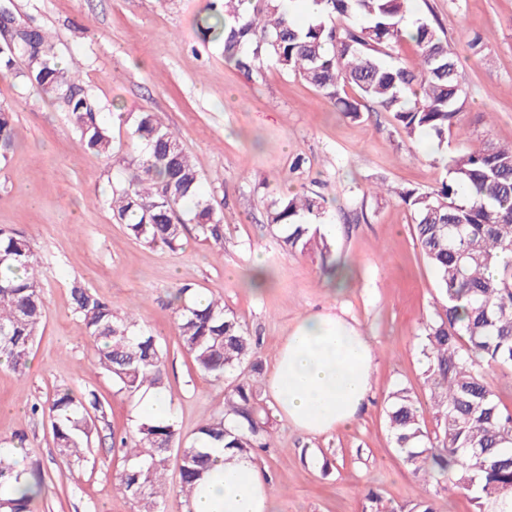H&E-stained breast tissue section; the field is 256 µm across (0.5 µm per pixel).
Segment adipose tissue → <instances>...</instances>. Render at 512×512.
I'll use <instances>...</instances> for the list:
<instances>
[{"label":"adipose tissue","instance_id":"adipose-tissue-1","mask_svg":"<svg viewBox=\"0 0 512 512\" xmlns=\"http://www.w3.org/2000/svg\"><path fill=\"white\" fill-rule=\"evenodd\" d=\"M373 351L356 327L333 314L303 316L282 345L269 388L295 428L322 434L350 425L370 391ZM192 512H273L267 485L251 460L213 449Z\"/></svg>","mask_w":512,"mask_h":512}]
</instances>
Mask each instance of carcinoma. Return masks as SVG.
Returning <instances> with one entry per match:
<instances>
[{"label":"carcinoma","instance_id":"1","mask_svg":"<svg viewBox=\"0 0 512 512\" xmlns=\"http://www.w3.org/2000/svg\"><path fill=\"white\" fill-rule=\"evenodd\" d=\"M321 16L299 25L285 0H224V14L213 16L205 32L222 41L224 60L250 77L271 58L284 72L318 90L344 115L357 119L370 106L392 115L404 135L422 133L442 143L468 133L461 123L464 105L459 59L441 27L423 18L405 35L402 23L411 0H315ZM16 35L13 47L0 41V73L13 70L39 95L66 112L87 153L107 157L112 136L102 107L85 89L79 69L59 60L56 44L43 28ZM415 46L412 60L400 56L402 44ZM357 90L350 97L346 88ZM134 139L142 145L129 177L112 186L110 206L127 234L143 244L172 252L181 248L185 224L204 240L224 245L221 217L201 192L202 175L178 136L156 112L134 118ZM16 146L13 113L0 106V157ZM448 179L430 191L401 187L393 193L413 212V233L425 260L437 274L436 316L426 323L422 355L430 432L412 391L389 395L386 417L395 448L408 467L424 477L449 474L467 492L475 512H512V413L503 411L489 373L512 370V143L483 146L452 157ZM192 204L184 219L182 204ZM325 201L316 194L284 193L274 199L267 226L282 233L290 251L315 242ZM37 262L28 241L0 226V359L18 371L46 317ZM72 311L96 347V365L129 395L163 389L166 353L156 336L134 315L118 313L97 291L79 280L70 286ZM190 285L177 289L175 323L179 346L195 367L216 381L234 377L224 405L183 440L176 421L139 420L112 447L124 465L114 489L138 512H163L165 474L176 459L180 492L191 501L212 466L210 448H232L252 458L267 448L264 422L254 409L262 361L257 344L224 301L193 304ZM95 398L57 391L48 406L59 463L79 470L96 428L89 409ZM43 482L40 464H21L0 452V485L22 490L0 493V512H32Z\"/></svg>","mask_w":512,"mask_h":512}]
</instances>
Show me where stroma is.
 Here are the masks:
<instances>
[{"mask_svg": "<svg viewBox=\"0 0 512 512\" xmlns=\"http://www.w3.org/2000/svg\"><path fill=\"white\" fill-rule=\"evenodd\" d=\"M210 3L0 0L48 30L63 60L78 63L114 146L108 158L84 152L65 113L21 78L0 75V105L12 110L18 141L0 162V226L27 238L48 307L25 372L0 367V450L11 451L24 435V462L42 466L45 488L33 512H135L112 489L123 465L112 437L136 419L139 399L118 392L96 366L95 346L71 311L69 285L81 280L157 336L168 351L171 414L189 439L223 405L224 386L196 371L178 346L175 293L188 283L199 295L223 298L259 343L264 381L254 403L269 446L253 463L276 512H362L370 490L388 505L427 495L437 512H474L454 480L413 474L387 428L391 391L407 387L429 399L421 349L438 297L413 215L391 190H431L451 157L488 138L512 141V0H414L413 18L438 20L459 58L469 135L442 144L406 138L385 112L344 116L273 63L246 77L198 27ZM467 31L484 35L481 49L469 47ZM143 110L159 113L199 169L224 223L223 248L191 226L180 250L153 248L132 240L113 217L112 185L140 152L132 119ZM380 181L390 191L377 198L371 188ZM289 190L325 198L328 254L316 247L286 252L267 230L270 200ZM257 255L272 275L260 293L250 286ZM333 266L352 272L338 294L327 275ZM307 313L342 317L375 355L371 390L355 421L319 435L292 426L266 383L285 337ZM62 387L95 395L105 410L76 477L56 463L47 417L31 411L48 406Z\"/></svg>", "mask_w": 512, "mask_h": 512, "instance_id": "obj_1", "label": "stroma"}]
</instances>
